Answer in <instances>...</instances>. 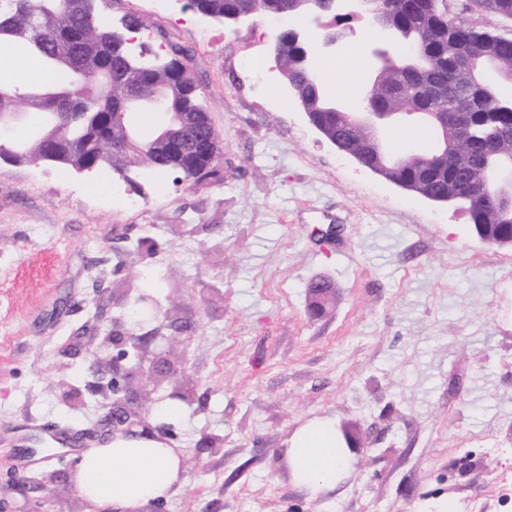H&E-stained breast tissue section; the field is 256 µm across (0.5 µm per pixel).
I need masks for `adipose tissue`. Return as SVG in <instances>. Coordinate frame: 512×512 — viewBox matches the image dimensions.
Instances as JSON below:
<instances>
[{
  "mask_svg": "<svg viewBox=\"0 0 512 512\" xmlns=\"http://www.w3.org/2000/svg\"><path fill=\"white\" fill-rule=\"evenodd\" d=\"M295 481L311 493L334 489L347 473L350 453L324 417L298 430L286 449ZM183 454L146 435H116L84 450L74 474L78 493L98 512H131L165 496L181 483Z\"/></svg>",
  "mask_w": 512,
  "mask_h": 512,
  "instance_id": "adipose-tissue-1",
  "label": "adipose tissue"
}]
</instances>
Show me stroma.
I'll use <instances>...</instances> for the list:
<instances>
[{
    "label": "stroma",
    "instance_id": "stroma-1",
    "mask_svg": "<svg viewBox=\"0 0 512 512\" xmlns=\"http://www.w3.org/2000/svg\"><path fill=\"white\" fill-rule=\"evenodd\" d=\"M112 22L134 14L149 53L186 49L223 146L221 180L181 185L135 169L133 211L104 210L85 176L54 163L0 160V434L18 431L34 463L16 471L0 441V512H94L75 493V449L45 435L98 429L112 399L94 366L98 319L122 315L113 288L138 283L179 305L190 331L167 330L195 402L170 423L183 481L160 512H436L471 501L512 512V246L479 240L466 211L359 166L311 125L285 80L248 56L274 57L257 15L223 24L170 0H98ZM328 92L350 107L364 59ZM335 226L326 242L314 228ZM150 238L152 257L135 242ZM323 278L334 307L315 316ZM223 304L208 306L199 281ZM77 392L79 404L66 401ZM354 431L351 467L331 492L291 478L283 450L309 421ZM223 447L212 449L211 437ZM31 479L27 492L10 486ZM309 294L311 296L310 308L315 314L326 312L333 305L336 297L335 289L321 278L311 282Z\"/></svg>",
    "mask_w": 512,
    "mask_h": 512
}]
</instances>
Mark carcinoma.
Returning <instances> with one entry per match:
<instances>
[{
  "label": "carcinoma",
  "instance_id": "cac0c4a2",
  "mask_svg": "<svg viewBox=\"0 0 512 512\" xmlns=\"http://www.w3.org/2000/svg\"><path fill=\"white\" fill-rule=\"evenodd\" d=\"M195 12L217 21L230 22L240 12L286 17L315 8L314 0H193ZM490 15L512 21V0H475ZM41 0L19 6L18 0H0V48L21 44L39 61L50 76L56 69L49 57L58 56L75 75L76 99L82 103L84 118L78 125L52 128L46 113L55 109L49 100L27 107L28 122L43 131L40 137L15 128L11 137L22 144L18 160L24 163L50 161L83 168L89 164L114 170L141 165L157 169H186L192 182L221 179L218 160L221 148L209 144L194 158L180 150L194 142L208 126L201 94L197 90L180 47L173 48L172 63L161 69H145L140 60L127 65L119 41L121 30L96 12H75L69 0H56L53 10L40 9ZM389 23L408 42L417 46L425 59L419 71L393 69L381 86L366 94L367 105L395 112H414L429 102L435 111L448 113L447 129H432L430 149L404 154L399 166L384 172V178L413 192L430 191L445 195L464 209L473 224L482 227L491 244L512 239V215L480 194L492 156L512 158V93L506 85L488 88L467 78V63L473 54L512 66V29H487L456 16H442L437 0H396ZM275 56L292 91L301 98L321 134L338 140L343 150L364 162L381 165L368 148L366 131L351 126L346 119L326 110L320 100L315 71L317 56L303 51L289 30L276 35ZM107 64L115 82L109 95L98 94L95 76ZM159 88L168 95L169 105L184 114L185 123L167 141L141 137L138 153L125 152L117 145L123 128L117 112L126 88Z\"/></svg>",
  "mask_w": 512,
  "mask_h": 512
}]
</instances>
